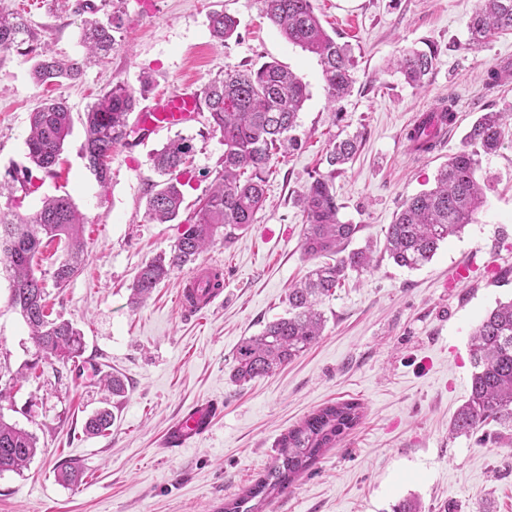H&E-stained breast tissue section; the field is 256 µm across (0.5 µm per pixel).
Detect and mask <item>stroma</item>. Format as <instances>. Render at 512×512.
Here are the masks:
<instances>
[{"label":"stroma","mask_w":512,"mask_h":512,"mask_svg":"<svg viewBox=\"0 0 512 512\" xmlns=\"http://www.w3.org/2000/svg\"><path fill=\"white\" fill-rule=\"evenodd\" d=\"M323 27L348 43L357 60L350 92L329 103L316 57L289 43L264 16L259 0H0L22 16L60 58H78L86 7L112 18L111 54L75 81L34 83L33 61L0 50V207L37 210L47 195H69L87 224L83 271L57 287L60 246L44 248L39 268L53 316L83 333L96 375L37 360L30 331L9 302L0 270V415L37 438L23 473L0 474V512H212L243 495L278 455L289 429L325 405L354 401L358 424L328 449L263 512H391L415 498L423 512L455 504L457 512H512V432L487 442L455 436L450 424L467 401L473 367L470 335L497 302L512 300V126L507 148L481 158L487 205L462 234L443 243L421 268L398 267L384 252L385 233L406 197L428 189L483 112L512 113V83L490 87L486 72L512 58V33L468 48L467 24L478 0H312ZM225 11L238 35L218 43L208 17ZM434 47L436 67L425 88L404 82L393 61L402 49ZM275 61L308 85L300 114L303 146L275 162L266 201L253 224L232 241L216 236L198 265L224 274V302L185 315L177 295L191 267L175 271L139 307L130 286L141 264L169 250L210 186L224 153L205 114L183 128L130 136L108 161L100 186L81 155L82 119L99 95L122 82L152 86L147 99L186 88L202 90L218 72ZM65 99L73 116L56 177L25 192L9 188V171L26 166L29 115L47 97ZM453 102L456 123L434 153L418 157L404 138L415 113ZM362 134V146L335 180L342 221L359 225L352 248L369 249L373 267L350 272L321 306L322 336L272 375L239 383L231 377L241 341L283 316L289 288L316 264L301 250L299 192L320 166L334 136ZM191 138L189 182L180 218L152 223L145 205L156 176L150 157L170 139ZM36 376H26L31 362ZM121 375L128 392L107 434L84 424L104 407L99 382ZM217 401L213 428L172 455L167 427L187 407ZM68 461L82 484L58 482Z\"/></svg>","instance_id":"35a3bbf8"}]
</instances>
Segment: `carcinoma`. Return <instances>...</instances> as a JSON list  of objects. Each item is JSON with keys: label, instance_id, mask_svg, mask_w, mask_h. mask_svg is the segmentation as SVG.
I'll use <instances>...</instances> for the list:
<instances>
[{"label": "carcinoma", "instance_id": "obj_1", "mask_svg": "<svg viewBox=\"0 0 512 512\" xmlns=\"http://www.w3.org/2000/svg\"><path fill=\"white\" fill-rule=\"evenodd\" d=\"M264 13L288 42L316 56L330 103L342 99L352 86L355 60L346 45L329 35L314 12L312 0H263ZM212 36L221 43L237 29L234 17L214 12L209 17ZM512 31V0H479L468 23L467 43L479 48L493 36ZM80 41L87 54L81 59H56L47 55L38 32L22 17L0 13V49L25 48L33 55V79L40 85L62 79H78L86 65L107 58L112 52V20L86 19ZM437 51L416 48L403 52L395 63L404 81L422 88L433 74ZM149 77L140 90L118 82L99 96L85 112L83 156L101 186L108 184L107 160L112 147L128 135V117L139 96L148 91ZM203 109L211 131L222 137L224 154L218 162L209 194L187 228L169 251L140 267L131 291L132 303L145 301L170 274L194 263L219 232L229 242L236 232L254 223L266 200L267 175L278 157L301 148L295 134L299 114L309 97L307 84L276 62L260 67L234 69L210 80L202 91ZM504 113L485 112L466 135L465 148L448 157L439 168L435 187L406 198L386 232L385 252L402 268L418 269L430 262L440 245L458 236L475 221L487 198L479 182L481 154H493L504 145ZM72 130V115L62 101L50 100L30 115L26 139L28 165L16 170L13 181L30 190L34 173L56 175L64 143ZM361 146L354 135L329 142L327 171L314 172L299 195L305 216L302 249L309 256H336L334 263L312 269L305 280L288 292L287 313L268 322L256 336L245 338L233 358L232 378L249 382L265 377L292 361L322 335L324 315L318 309L324 298L334 295L350 271L372 266L365 249H351L360 230L339 217L334 192L336 175L353 161ZM193 152L191 140L178 137L152 156L158 176L147 197L149 219L165 224L179 217L184 200L183 177ZM83 217L68 195L45 198L30 215L8 206L0 208V267L10 274V304L30 329L31 339L42 358L80 368L84 342L80 330L62 318L47 313L46 288L36 275L38 256L53 241L63 246V258L52 273L63 287L83 269L86 247ZM471 392L451 421L453 435L470 436L495 424L512 430V300L499 303L473 332ZM105 390L116 405L125 397L127 385L117 374L106 375ZM115 415L104 407L85 423V432L102 434ZM360 419V406L345 401L327 405L288 430L279 440L275 464L246 494L224 504V512H257L261 503L288 488L323 453ZM37 453L36 438L0 415V474L20 472ZM258 503L251 504L252 500Z\"/></svg>", "mask_w": 512, "mask_h": 512}]
</instances>
